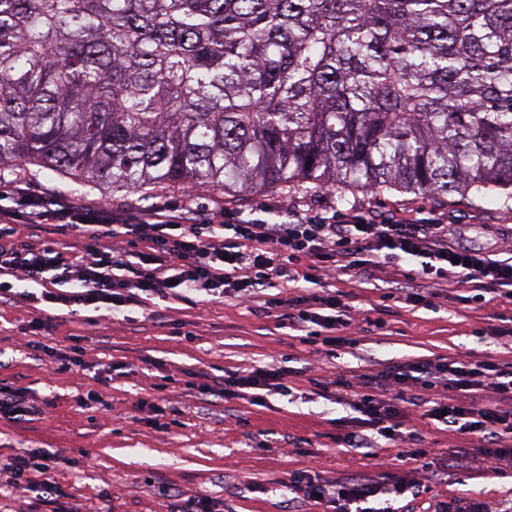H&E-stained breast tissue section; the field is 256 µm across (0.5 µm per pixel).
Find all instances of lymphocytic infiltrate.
I'll list each match as a JSON object with an SVG mask.
<instances>
[{
    "mask_svg": "<svg viewBox=\"0 0 512 512\" xmlns=\"http://www.w3.org/2000/svg\"><path fill=\"white\" fill-rule=\"evenodd\" d=\"M16 200L12 210L0 209L1 224L23 223L34 227L51 224L78 230L84 243L74 261L60 251L32 238L0 234V299L10 295L11 278L33 284L52 279L55 288L42 292L47 303L66 308L94 307L112 312L140 301L142 296L166 299L173 288L206 298H222L232 291L241 302L268 312L281 306L267 297L271 288L293 283L304 294L295 300L298 312L289 314L293 330L306 324L319 326L323 345L341 347L349 339L341 335L347 326L350 304L343 291L327 289L336 273L372 285L384 269L403 276L405 298L425 301L428 288L446 285L455 291L512 301V249L504 256L460 246L451 237V227L428 218L416 221H379L361 214L345 223L295 213L276 221L222 211L202 214L189 207L165 206L123 219L107 216L103 206L86 207L70 199L35 197L22 184L11 190ZM137 237L147 242L150 268L136 271L134 279L123 278L128 269L115 240ZM289 370L259 367L225 376L218 393L225 400L263 402L265 393L290 395ZM357 380L350 407L359 418L351 431L338 434V443L358 450L378 447L380 439L406 445V453L430 470L431 449L420 447V432L407 427L405 407L414 403L409 392L420 385L430 393L422 419L440 422L463 435L466 446L455 448L459 473L471 472L474 457L471 442L482 446L491 473L504 475L512 467V364L473 360L467 356L394 365L383 369L355 367L351 374L337 373L335 382L347 385ZM491 389L497 402L479 403L481 389ZM53 453L31 450L1 466L10 473L14 487L37 496L55 495ZM289 493L303 495L307 502L331 504L334 512H408L404 501L409 485L385 492L366 475L345 477L324 485L307 473L290 475Z\"/></svg>",
    "mask_w": 512,
    "mask_h": 512,
    "instance_id": "1",
    "label": "lymphocytic infiltrate"
}]
</instances>
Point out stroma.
Returning <instances> with one entry per match:
<instances>
[{
	"mask_svg": "<svg viewBox=\"0 0 512 512\" xmlns=\"http://www.w3.org/2000/svg\"><path fill=\"white\" fill-rule=\"evenodd\" d=\"M17 181L31 195L100 202L115 216L157 204L204 213L229 207L223 193L205 185L115 190L37 167L0 171V207L11 206L10 186ZM248 210L272 219L294 210L340 218L355 211L398 220L434 217L457 225L462 245L493 254L512 241V200L476 206L458 198L437 207L395 191L341 199L322 189L260 193ZM330 285L350 294L353 318L347 330L353 345L334 355L313 354L289 328L287 308L265 314L229 296L146 300L127 308L123 320H103L87 309L38 329L42 313L16 283V297L0 303V386L23 392L29 411L0 417V462L35 449L60 455L55 478L75 512H168L175 490L205 496L224 512H294L284 483L305 470L323 480L368 474L388 485H422L409 512H438L444 501L512 498V477L475 471L446 484L399 456L398 446L372 456L339 446L340 423L352 412L322 398L312 383L339 368L381 369L465 352L512 363V348L490 336L493 315L511 320L512 304H452L433 288L428 311L385 299L343 273ZM72 355L78 363L71 371L54 372L58 359ZM284 358L295 370L293 397L273 395L261 406L244 400L214 405L202 391L224 373Z\"/></svg>",
	"mask_w": 512,
	"mask_h": 512,
	"instance_id": "stroma-1",
	"label": "stroma"
}]
</instances>
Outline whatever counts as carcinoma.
<instances>
[{
  "instance_id": "carcinoma-1",
  "label": "carcinoma",
  "mask_w": 512,
  "mask_h": 512,
  "mask_svg": "<svg viewBox=\"0 0 512 512\" xmlns=\"http://www.w3.org/2000/svg\"><path fill=\"white\" fill-rule=\"evenodd\" d=\"M512 198V0H0V168Z\"/></svg>"
}]
</instances>
